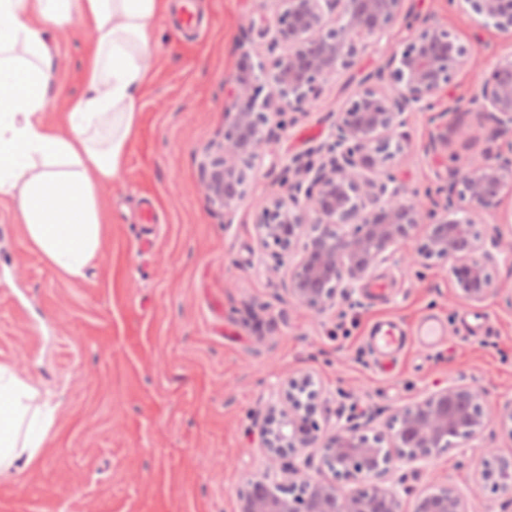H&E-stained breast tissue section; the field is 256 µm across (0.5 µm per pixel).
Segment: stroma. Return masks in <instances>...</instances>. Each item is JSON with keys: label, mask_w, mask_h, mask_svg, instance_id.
<instances>
[{"label": "stroma", "mask_w": 512, "mask_h": 512, "mask_svg": "<svg viewBox=\"0 0 512 512\" xmlns=\"http://www.w3.org/2000/svg\"><path fill=\"white\" fill-rule=\"evenodd\" d=\"M170 0L154 27L124 170L98 192L105 217L99 250L84 277L52 266L0 199V364L38 392L54 424L39 456L0 480V512H236L238 495L267 472L260 445L267 409L290 380L310 376L322 431L345 424L351 404L369 415L368 434L426 394L454 383L481 391L491 410L512 403V196L478 218L506 247L480 302L454 294L450 263L407 264L422 232L374 270L389 294L355 289L340 309L317 315L283 289L274 245L257 236L256 201L284 191L289 160L323 141L348 97L385 68L411 32L396 25L371 38L351 68L323 84L306 113L270 114L277 140L251 171L232 223L205 181L224 139L226 90L234 86L239 36L274 25L277 0H196L193 31ZM403 11L448 29L472 46L435 110L407 113L409 144L387 167L408 198L424 201L448 170L493 160L481 115L482 80L512 54V33L457 11L449 0H404ZM53 80L45 119L58 123L83 79L92 35L79 25L49 28ZM448 144L432 149L439 127ZM154 246L140 255L135 240ZM436 314L448 327L438 351L412 345L398 368L380 372L366 345L378 320L415 324ZM512 456V434L490 423L482 441L418 463L412 494L447 484L469 512H501L479 479L485 448Z\"/></svg>", "instance_id": "stroma-1"}]
</instances>
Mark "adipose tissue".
I'll return each mask as SVG.
<instances>
[{
	"label": "adipose tissue",
	"mask_w": 512,
	"mask_h": 512,
	"mask_svg": "<svg viewBox=\"0 0 512 512\" xmlns=\"http://www.w3.org/2000/svg\"><path fill=\"white\" fill-rule=\"evenodd\" d=\"M168 0H0V197L10 198L31 243L79 278L100 245V186L120 177L139 96L148 81L151 31ZM93 33L82 91L64 128L43 114L52 80L47 26L72 20ZM34 389L0 366V479L33 461L53 424L34 412Z\"/></svg>",
	"instance_id": "adipose-tissue-1"
}]
</instances>
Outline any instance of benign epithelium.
<instances>
[{
    "instance_id": "1",
    "label": "benign epithelium",
    "mask_w": 512,
    "mask_h": 512,
    "mask_svg": "<svg viewBox=\"0 0 512 512\" xmlns=\"http://www.w3.org/2000/svg\"><path fill=\"white\" fill-rule=\"evenodd\" d=\"M273 27L257 31L271 63H253L245 50L225 108L222 155L206 186L224 208L225 223L245 200L249 172L274 142L267 128L271 112H306L318 88L340 68H349L365 42L391 27L403 0H278ZM460 12L474 13L502 32L512 33V0H450ZM472 49L448 30L425 25L393 55L389 84L383 75L365 81L338 113L327 140L288 164V192L260 204L256 230L273 243L277 259L291 258L284 282L288 296L317 314L349 301L357 284L389 259L393 248L424 229L422 256L452 261L456 297L485 299L491 269L503 253L498 235L477 230L480 213L496 209L512 175V156L466 173L427 192L422 207L394 185L386 163L407 146L404 114L434 109L455 70L468 64ZM269 86L259 98L263 85ZM483 114L499 131L512 132V55L498 61L481 86ZM312 380H293L268 409L260 431L262 448L276 470L254 480L238 496V512H400L401 499L390 474L397 461L438 457L458 441L483 437L491 419L483 395L458 384L434 391L394 412L386 433L368 436L340 428L320 436L314 420ZM300 448L321 450V465L333 479L303 476ZM480 473L482 481L512 507V458H496ZM343 479L344 488L336 484ZM414 512H469L455 488L438 485L422 495Z\"/></svg>"
}]
</instances>
